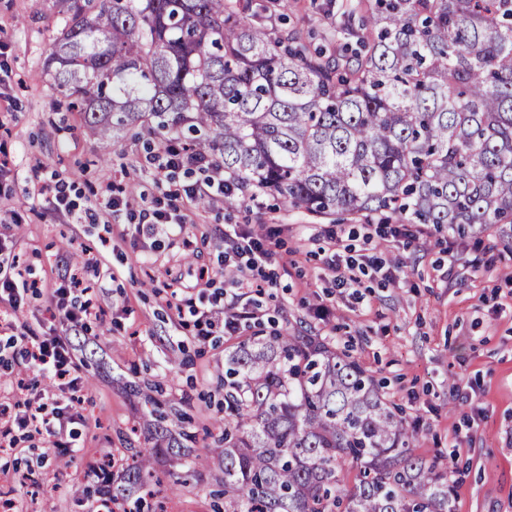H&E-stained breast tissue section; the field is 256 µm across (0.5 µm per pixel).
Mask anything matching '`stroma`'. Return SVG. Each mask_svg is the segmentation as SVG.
I'll list each match as a JSON object with an SVG mask.
<instances>
[{
	"label": "stroma",
	"instance_id": "stroma-1",
	"mask_svg": "<svg viewBox=\"0 0 512 512\" xmlns=\"http://www.w3.org/2000/svg\"><path fill=\"white\" fill-rule=\"evenodd\" d=\"M356 0H272L268 26L298 32L328 52L336 28ZM61 29L53 0H0V212L17 211L20 263L29 279L51 284L88 257L100 262L91 293L104 310L87 330L60 324L42 296L29 297L16 323L68 335L85 381L84 414L74 449L20 437L0 452V496L25 512H88L104 493L126 491L141 512H222L224 358L239 337L216 333L199 343L177 324L167 291L197 285L206 295L232 288L220 265L224 227L248 224L274 234L280 258L260 297L263 318L251 336L293 329L330 339L380 381L416 433L414 452L456 470L454 512H512V229L496 227L449 241L429 226L417 248L390 235L357 238L355 254L403 260L394 281L366 276L358 290L337 291L330 265L334 236L360 219L316 217L276 198L242 194L187 205L180 240L140 235L135 223L157 192L141 129L118 132L109 163L83 113L67 111L44 59ZM65 180L77 204L100 198L107 182L125 187L127 209L103 211L96 224H75L34 187ZM155 387L169 411L168 433L179 452L154 453L150 408L130 384ZM149 452L148 489L127 487L133 450ZM109 461V489L88 482L86 469Z\"/></svg>",
	"mask_w": 512,
	"mask_h": 512
}]
</instances>
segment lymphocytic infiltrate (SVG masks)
Returning a JSON list of instances; mask_svg holds the SVG:
<instances>
[{"label":"lymphocytic infiltrate","mask_w":512,"mask_h":512,"mask_svg":"<svg viewBox=\"0 0 512 512\" xmlns=\"http://www.w3.org/2000/svg\"><path fill=\"white\" fill-rule=\"evenodd\" d=\"M153 174L160 188L138 224L142 233L155 235L165 233L175 238L185 235L187 215L186 203L197 201L204 195H226L224 168L215 159L193 154L176 144H168L153 159ZM185 169L203 174V181L183 185L182 189L171 190L168 180L172 172ZM53 204L56 210L77 221L94 224L102 210L118 211L127 203L123 187L106 186L102 192L103 206L77 208L67 193L64 180H57L53 187ZM17 214L0 217V313L6 315L4 327L9 332L6 348L11 349L17 365L30 380L19 383L14 403L0 404V447L15 448L18 434L39 435L47 438L52 447H68V428L84 424L82 413L83 378L72 349L65 336L52 332L37 335L26 325L13 322L12 316L24 305V298L33 285L29 283L20 268L19 256L15 250L16 240L10 230L17 224ZM278 256L277 243L262 237L253 228L235 226L224 233V263L234 267L237 277L236 288L254 287L257 281L268 280V266ZM382 274L393 279V270L387 269L383 260L376 256L356 257L350 254L336 258V285L351 288L359 282L358 275L364 271ZM99 262L89 258L79 266L59 277L53 290L61 322L68 327H84L90 320L99 318L100 308L93 298L74 301L73 295L89 277L98 275ZM185 304L193 318V332L199 341H207L217 329L236 334L242 326L256 319V311L242 306L238 296L224 300V317L216 319L213 304H199L193 298H186ZM51 378L58 390L65 394V402H47L38 386V377Z\"/></svg>","instance_id":"lymphocytic-infiltrate-1"}]
</instances>
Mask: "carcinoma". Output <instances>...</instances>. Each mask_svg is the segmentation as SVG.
I'll return each mask as SVG.
<instances>
[{"label": "carcinoma", "instance_id": "cac0c4a2", "mask_svg": "<svg viewBox=\"0 0 512 512\" xmlns=\"http://www.w3.org/2000/svg\"><path fill=\"white\" fill-rule=\"evenodd\" d=\"M54 5L45 71L104 160L138 124L313 216L512 227V0H359L343 64L257 21L252 0ZM224 390V512H452L448 468L412 453L380 382L326 339L243 341Z\"/></svg>", "mask_w": 512, "mask_h": 512}]
</instances>
